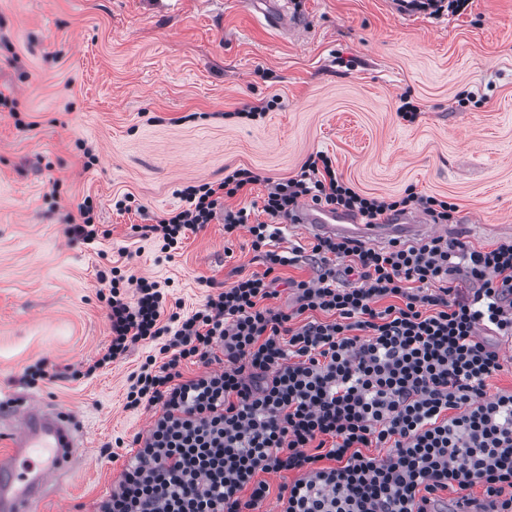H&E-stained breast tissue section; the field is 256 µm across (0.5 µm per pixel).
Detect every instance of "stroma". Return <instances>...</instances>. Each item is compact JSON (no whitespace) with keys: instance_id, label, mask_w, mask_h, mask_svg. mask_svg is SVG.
<instances>
[{"instance_id":"35a3bbf8","label":"stroma","mask_w":512,"mask_h":512,"mask_svg":"<svg viewBox=\"0 0 512 512\" xmlns=\"http://www.w3.org/2000/svg\"><path fill=\"white\" fill-rule=\"evenodd\" d=\"M298 25L269 23L244 0H0V391L76 414L82 463L39 512H94L121 472L116 438L146 432L126 405L140 347L94 375L68 368L110 341L98 271L128 249L133 274L184 311L211 288L261 271L251 236L222 219L180 249L133 232L183 207L180 189L248 168L261 175L233 206L322 151L359 192L407 187L457 204L444 238L487 248L512 238V0H470L459 15L400 12L395 0H292ZM474 102L459 107L461 93ZM422 114L398 117L402 94ZM264 118H234L271 98ZM97 157L83 166V148ZM131 194L143 212H119ZM91 198L99 249L70 245L65 205ZM48 376L32 380L36 367Z\"/></svg>"}]
</instances>
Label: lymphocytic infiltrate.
Wrapping results in <instances>:
<instances>
[{"mask_svg":"<svg viewBox=\"0 0 512 512\" xmlns=\"http://www.w3.org/2000/svg\"><path fill=\"white\" fill-rule=\"evenodd\" d=\"M260 180L238 168L185 186L184 208L136 231L167 252L220 217L225 235L247 227L263 272L184 313L168 308L157 281L110 269V345L70 379L140 345L158 351L126 396L128 407L151 411L150 426L133 436L96 512H258L272 493L280 512H432L442 492L467 500L477 486L490 512H512V392H486L503 369L490 339L512 335V239L374 248L318 237L284 248L281 227L305 201L366 224L410 209L450 224L458 207L410 187L398 198L362 194L320 151L272 182L268 219L254 223L228 201ZM65 221L70 242L91 247L105 236L91 199ZM304 252L317 278L293 282L291 310L273 306L278 270ZM344 275L357 286L340 287ZM463 279L473 291H462ZM190 363L201 373L184 376ZM283 472L294 480L271 491L268 476Z\"/></svg>","mask_w":512,"mask_h":512,"instance_id":"f902f5d3","label":"lymphocytic infiltrate"}]
</instances>
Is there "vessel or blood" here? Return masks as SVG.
I'll return each mask as SVG.
<instances>
[{"mask_svg":"<svg viewBox=\"0 0 512 512\" xmlns=\"http://www.w3.org/2000/svg\"><path fill=\"white\" fill-rule=\"evenodd\" d=\"M293 227L316 237L345 236L388 244L404 239H425L434 227L417 213L405 212L378 224L362 223L359 217L302 203ZM7 414L0 434L9 449L0 455V512H36L38 503L75 464L84 445L73 417L50 413L33 399L0 400Z\"/></svg>","mask_w":512,"mask_h":512,"instance_id":"1","label":"vessel or blood"}]
</instances>
